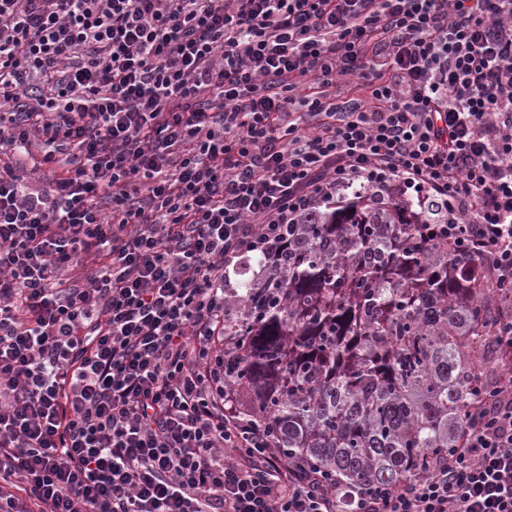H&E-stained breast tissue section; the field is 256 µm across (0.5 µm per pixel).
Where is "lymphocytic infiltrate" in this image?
I'll return each mask as SVG.
<instances>
[{"label": "lymphocytic infiltrate", "mask_w": 512, "mask_h": 512, "mask_svg": "<svg viewBox=\"0 0 512 512\" xmlns=\"http://www.w3.org/2000/svg\"><path fill=\"white\" fill-rule=\"evenodd\" d=\"M394 184L512 284V0H0V512H512V362L395 485L224 392L230 267ZM328 91L332 98H336V103L352 98L363 100L367 94L362 80L353 77L336 83V86L329 88Z\"/></svg>", "instance_id": "lymphocytic-infiltrate-1"}]
</instances>
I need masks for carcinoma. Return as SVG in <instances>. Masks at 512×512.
<instances>
[{
  "instance_id": "1",
  "label": "carcinoma",
  "mask_w": 512,
  "mask_h": 512,
  "mask_svg": "<svg viewBox=\"0 0 512 512\" xmlns=\"http://www.w3.org/2000/svg\"><path fill=\"white\" fill-rule=\"evenodd\" d=\"M448 210L392 188L318 203L275 258H241L224 288V392L285 457L344 482L413 480L448 455L501 359L479 278L440 232Z\"/></svg>"
}]
</instances>
